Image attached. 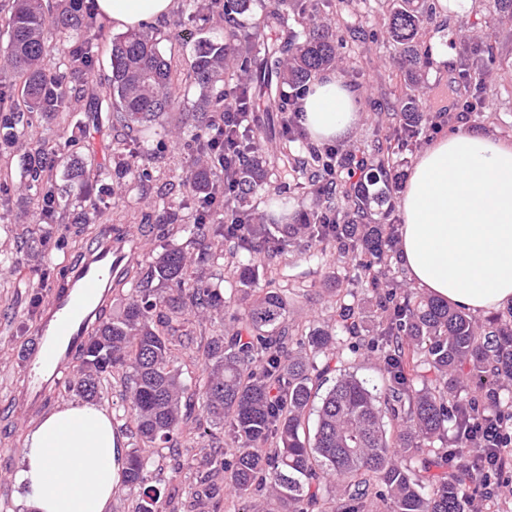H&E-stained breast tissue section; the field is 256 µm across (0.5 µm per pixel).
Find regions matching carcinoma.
<instances>
[{
    "mask_svg": "<svg viewBox=\"0 0 512 512\" xmlns=\"http://www.w3.org/2000/svg\"><path fill=\"white\" fill-rule=\"evenodd\" d=\"M192 2L221 10L225 34L220 42L200 41L187 72V79L201 90L195 113L202 133L193 134L191 143L198 153L210 147L206 131L212 102L224 101L229 93L247 106L252 102V83L270 97H282L284 87L303 85L336 61L340 35L332 26L295 27L313 14L315 0H274L256 25L280 32L279 42L267 49L238 35V16L250 10L252 0ZM388 2L385 25L407 66L404 81L410 83L432 63L431 46L422 42L421 32L435 15L436 4ZM50 23L65 35L63 53L71 70L76 74L93 70L101 34L90 17L65 8L52 15L43 10L41 0H13L5 20L8 41L0 48V58L19 78V86L0 89L1 147L18 144L35 118L50 120L68 111L76 96V89L43 65L44 30ZM111 61L105 108L68 124L66 142L80 140L97 124H118L132 133L143 123L161 126L176 110L172 63L159 53L151 33L130 31L113 38ZM384 116L391 121L392 133L360 150L372 171L364 185L327 190L321 148L312 144L309 162L302 168L304 181L299 183L323 200L320 209L301 216L303 229L319 246L336 243V250L355 261L376 293L381 311L378 328L363 342L380 357L387 381L384 394L344 374L320 405H313L316 369L310 355L330 349L336 337L321 329L310 332L304 341L291 336L286 300L278 288L265 291L248 308L241 330L213 337L198 348L204 371L199 403L205 419H196L197 428L206 435L212 426L227 425L237 443L230 454L214 450L201 483L208 484L224 472L231 492L246 496L259 490L272 505L269 512H315L326 493L335 503L330 512H369L374 501L386 503L388 512H466L472 497L481 495L495 478L488 453L472 457L462 467L452 460V449L425 444L450 426L456 447H469L467 419L476 399L487 417H497L498 395L504 386H512V311L478 326L466 311L424 293L402 290L387 277L394 241L385 225L372 221L369 205L373 199L388 201L399 189L392 159L417 149L429 116L408 94L400 100L399 111ZM254 138L249 130L232 132L229 155L238 168V191L229 220L237 224L250 219V195L263 184L262 169L252 155ZM54 169L52 153L27 156L21 166L23 188L38 198L54 229L64 231L63 242L84 233L97 236L99 207L91 205L67 215ZM222 180L220 170L204 165L187 175H172L171 188L195 196L197 211L187 222L172 212L149 215L146 225L159 238L188 234L200 245L201 264L224 258L226 242L246 252L283 249L282 240L263 235L260 225L254 236L211 222L205 195ZM50 234L41 225L26 226L19 248L39 250ZM154 280L167 295L145 285ZM122 283L131 285L122 313L94 329L79 351L82 373L68 382V388L94 397L101 380L116 370L127 371V401L139 436L168 444L192 416V405L184 401L186 387L171 368L173 321L192 310L224 308V294L190 276L187 257L179 249L160 253L145 272L127 271ZM336 313L345 331L361 333L357 307L344 304ZM427 373L433 375L431 384L415 389V382ZM388 420L395 424L391 434ZM308 425L312 430L306 429ZM151 466V458L135 451L122 475L124 487L141 493L137 512H154L155 497L146 491Z\"/></svg>",
    "mask_w": 512,
    "mask_h": 512,
    "instance_id": "1",
    "label": "carcinoma"
}]
</instances>
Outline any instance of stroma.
<instances>
[{
    "label": "stroma",
    "mask_w": 512,
    "mask_h": 512,
    "mask_svg": "<svg viewBox=\"0 0 512 512\" xmlns=\"http://www.w3.org/2000/svg\"><path fill=\"white\" fill-rule=\"evenodd\" d=\"M436 6L437 17L424 35L432 48L434 64L417 81L420 96L431 97L434 111H456L458 101L466 95L459 85L461 50L481 45L487 33H494L496 63L483 87L490 106L473 113L466 127L512 143V19L493 13L484 0H436ZM184 7L183 0H177L169 15L149 26L161 54L173 64V91L180 104L179 111L169 114L166 126L156 125L140 134L139 163L152 168L156 176L150 190L141 191L136 183L122 177L125 152L115 143L109 129L90 130L80 148L66 150L67 155L84 159L88 169L112 176V198L103 212L102 223L136 228L143 224L146 213L164 206L180 210L185 216L191 213L184 205L183 195L169 188L171 176L190 172L198 159L197 153L186 147L193 129L184 120L194 109L200 89L186 81L183 71L198 41L219 38L222 30L207 10L197 11L193 21H186ZM331 21L344 38L336 56L335 73L356 92L364 115L355 133L337 141L336 146L345 152H355L375 137L387 134V126L378 125L377 115L396 109L402 94V61L384 27L382 0H353L349 8L333 15ZM98 28L102 38L96 63L93 71L83 76L71 74L61 51L58 29L47 27L44 34L49 47L47 68L64 73L69 86L80 91L72 105L77 114L85 111L91 99L101 97L112 75L110 41L116 32L103 22ZM265 143L268 150L260 160L266 185L252 194L249 201L266 223L269 235L277 237L281 234L279 218L269 208L270 197L280 196L290 208L307 210L316 200L312 194L302 192L295 179L285 173L286 160L306 161V143L286 145L278 137L266 138ZM19 158V150L0 149V160L9 163L14 173L7 196L0 198V512H17L13 473L27 435L40 421L35 415L25 422L8 411L26 376L19 359L34 339L35 315L47 285L43 275L58 271L64 260L63 251L54 240L45 249L29 254L16 250L15 239L22 225L39 221L33 196L27 195L21 186ZM168 244L182 249L191 259L189 272L193 277L220 286L231 309L243 311L250 307L256 293L239 286L232 267L223 262L213 267L197 264V248L186 235H174ZM258 264L263 271L260 287L278 288L287 295L288 325L297 332L304 334L319 326L335 324L336 307L341 300L359 306L361 326L364 332H372L378 315L376 294L367 281L356 277L353 262L339 256L335 245L318 248L297 238L277 253H263ZM189 321L195 336L191 344L176 352L174 366L192 390L202 377V365L196 358L198 345L227 334L231 325L223 315L210 312L192 315ZM345 341L344 335H337L332 349L337 371L352 372L369 385L384 389L377 354L367 350L351 353ZM123 392L124 378L114 374L111 384L103 387L94 402L111 414L116 433L124 439L125 452L136 451L151 457L161 495L178 491L179 512H245L247 500L233 494H223L219 503L203 505L195 495L196 470L202 458L207 449L232 448L228 432L220 430L212 437L184 434L176 447H152L137 436L136 426L126 412Z\"/></svg>",
    "instance_id": "1"
}]
</instances>
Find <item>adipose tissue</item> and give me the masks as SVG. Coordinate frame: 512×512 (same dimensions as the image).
<instances>
[{"label":"adipose tissue","mask_w":512,"mask_h":512,"mask_svg":"<svg viewBox=\"0 0 512 512\" xmlns=\"http://www.w3.org/2000/svg\"><path fill=\"white\" fill-rule=\"evenodd\" d=\"M174 0H96L99 19L128 30ZM356 94L327 75L308 89L302 123L316 141L362 122ZM400 258L425 294L475 314L512 302V144L459 129L418 154L401 201ZM127 464L107 410L73 403L28 434L14 475L18 512H110Z\"/></svg>","instance_id":"obj_1"}]
</instances>
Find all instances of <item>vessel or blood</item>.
Returning <instances> with one entry per match:
<instances>
[{
    "mask_svg": "<svg viewBox=\"0 0 512 512\" xmlns=\"http://www.w3.org/2000/svg\"><path fill=\"white\" fill-rule=\"evenodd\" d=\"M137 240L131 229L118 234L112 225H103L86 260L49 287L36 314L34 342L24 355L27 382L16 413L32 415L58 386L61 374H79L75 353L88 342L94 321L109 310L113 281L139 263Z\"/></svg>",
    "mask_w": 512,
    "mask_h": 512,
    "instance_id": "b4317fda",
    "label": "vessel or blood"
}]
</instances>
